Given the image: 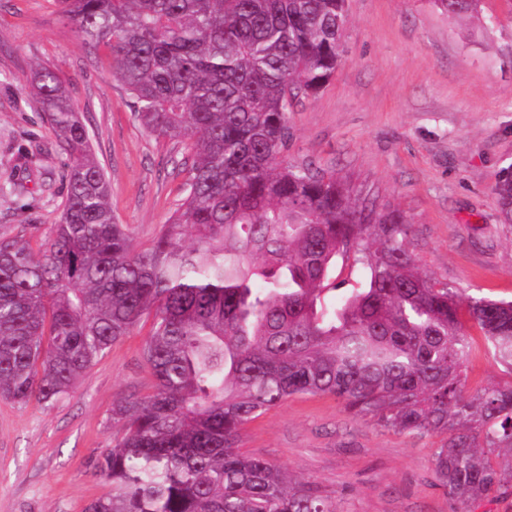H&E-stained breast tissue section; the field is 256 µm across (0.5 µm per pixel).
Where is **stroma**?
Listing matches in <instances>:
<instances>
[{
    "instance_id": "35a3bbf8",
    "label": "stroma",
    "mask_w": 512,
    "mask_h": 512,
    "mask_svg": "<svg viewBox=\"0 0 512 512\" xmlns=\"http://www.w3.org/2000/svg\"><path fill=\"white\" fill-rule=\"evenodd\" d=\"M469 23L431 0H345L341 62L290 114L288 160L336 172L359 199L401 213L408 247L466 296L512 300V223L495 184L512 167V0ZM67 87L110 185L118 223L149 247L186 196L182 145L146 131L107 48L75 35L56 0H0V232L40 244L66 205L59 150L26 87L36 66ZM33 215L34 225L24 224ZM142 323L53 406L0 399V512H84L108 493L87 462L120 435L114 402L153 390ZM463 389L512 381L472 322ZM437 434L408 435L329 396H293L242 430V453L310 482L338 512H449L432 464Z\"/></svg>"
}]
</instances>
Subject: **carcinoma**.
<instances>
[{
	"instance_id": "obj_1",
	"label": "carcinoma",
	"mask_w": 512,
	"mask_h": 512,
	"mask_svg": "<svg viewBox=\"0 0 512 512\" xmlns=\"http://www.w3.org/2000/svg\"><path fill=\"white\" fill-rule=\"evenodd\" d=\"M106 47L140 123L184 144L187 195L137 249L108 203L85 124L56 73L29 94L71 158L60 222L38 248L0 233V398L51 406L145 318L151 394L112 406L92 461L111 491L85 512H336L244 455V427L294 395H329L407 434L443 435L451 512L512 485V384L462 391L467 310L512 374V302L464 301L409 251L410 224L351 197L333 171L288 163L295 102L341 60L344 0H57ZM480 19L481 0H433ZM496 191L512 223V170ZM359 287L317 308L336 258ZM333 276L336 277V283L344 282L343 288H352L356 285L357 281L363 278L364 269L350 255L343 262L341 260L338 261Z\"/></svg>"
}]
</instances>
